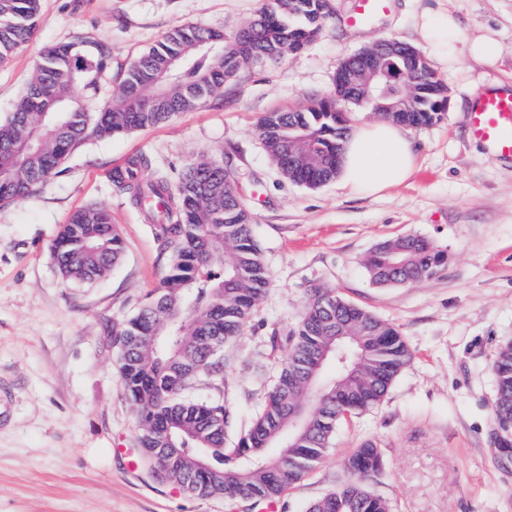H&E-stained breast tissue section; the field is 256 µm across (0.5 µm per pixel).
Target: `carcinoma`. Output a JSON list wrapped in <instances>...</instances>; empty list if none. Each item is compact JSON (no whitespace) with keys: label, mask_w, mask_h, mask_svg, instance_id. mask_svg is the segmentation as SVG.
<instances>
[{"label":"carcinoma","mask_w":512,"mask_h":512,"mask_svg":"<svg viewBox=\"0 0 512 512\" xmlns=\"http://www.w3.org/2000/svg\"><path fill=\"white\" fill-rule=\"evenodd\" d=\"M41 0H0V65L35 35ZM325 0H264L257 16L235 33L198 25L168 31L126 71L118 103L89 108L112 61L104 42L83 55L76 36L47 48L13 112L0 122V204L37 194L91 136L112 137L155 127L207 103L224 84L255 61H276L309 46L325 30ZM411 103L414 112L384 114L413 127L441 120L445 97L425 55H420ZM341 88L302 109L269 112L257 124L271 160L291 181L316 188L336 179V154L349 129L335 111ZM143 157L131 158L112 181L144 215L170 257L160 285L116 331L112 340L122 391L135 407L140 447L167 467L163 479L201 498L229 502L273 501L298 484L325 457L339 422L385 397L412 352L400 330L372 312L318 285L300 321L284 336L288 355L262 410L234 444L231 415L219 400L198 401L192 386L218 372L213 351L240 335L270 274L245 208L224 167L203 158L181 171L176 186L166 173L144 179ZM51 257L68 282L90 284L118 265L124 242L110 212L75 211L50 244ZM446 251L424 237L406 235L380 243L365 267L377 285L413 283L438 273ZM497 419L512 417V345L494 362ZM303 413L289 433L291 416ZM372 442L343 466L347 481L309 506V512H393L367 486L380 466Z\"/></svg>","instance_id":"cac0c4a2"}]
</instances>
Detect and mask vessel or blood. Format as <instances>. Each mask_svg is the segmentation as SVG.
<instances>
[{"mask_svg":"<svg viewBox=\"0 0 512 512\" xmlns=\"http://www.w3.org/2000/svg\"><path fill=\"white\" fill-rule=\"evenodd\" d=\"M386 8L387 0H357L349 22L362 23ZM468 131L486 150L512 159V91H486L468 114Z\"/></svg>","mask_w":512,"mask_h":512,"instance_id":"vessel-or-blood-1","label":"vessel or blood"}]
</instances>
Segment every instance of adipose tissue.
<instances>
[{
  "instance_id": "adipose-tissue-1",
  "label": "adipose tissue",
  "mask_w": 512,
  "mask_h": 512,
  "mask_svg": "<svg viewBox=\"0 0 512 512\" xmlns=\"http://www.w3.org/2000/svg\"><path fill=\"white\" fill-rule=\"evenodd\" d=\"M431 64L448 69L457 59L461 29L444 11L427 10L417 18ZM417 156L404 127L390 120L353 126L344 143L338 178L350 193L369 197L405 183Z\"/></svg>"
}]
</instances>
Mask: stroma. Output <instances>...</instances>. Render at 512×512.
Returning <instances> with one entry per match:
<instances>
[{
  "mask_svg": "<svg viewBox=\"0 0 512 512\" xmlns=\"http://www.w3.org/2000/svg\"><path fill=\"white\" fill-rule=\"evenodd\" d=\"M330 3L326 31L303 53L255 62L220 96L166 124L89 140L38 194L0 206V512H264L186 494L141 455L110 336L158 286L169 260L110 178L137 155L173 178L199 158L217 160L254 215L270 286L219 354L220 386L203 380L193 391L201 401L223 400L230 438L260 409L288 352L284 337L316 285L394 323L412 351L383 401L339 424L325 460L276 499L275 512H307L346 479L343 459L367 441L382 454L369 487L394 512H512V472L498 465L490 441L493 363L512 343V162L488 154L466 124L473 86L512 83V0H390L359 26L347 22L355 0ZM260 6L42 0L35 38L0 67V121L52 44L82 34L111 46L97 94L103 106L123 71L169 30L194 24L230 34ZM426 9L451 12L465 35L493 32L502 54L486 66L464 52L439 72L448 105L438 123L410 129L417 169L408 182L363 197L282 175L259 118L328 93L338 65L360 49L392 38L421 47L415 17ZM90 205L111 212L124 258L95 283H67L49 245L73 211ZM409 234L446 250L447 266L409 285L373 284L365 258Z\"/></svg>",
  "mask_w": 512,
  "mask_h": 512,
  "instance_id": "35a3bbf8",
  "label": "stroma"
}]
</instances>
